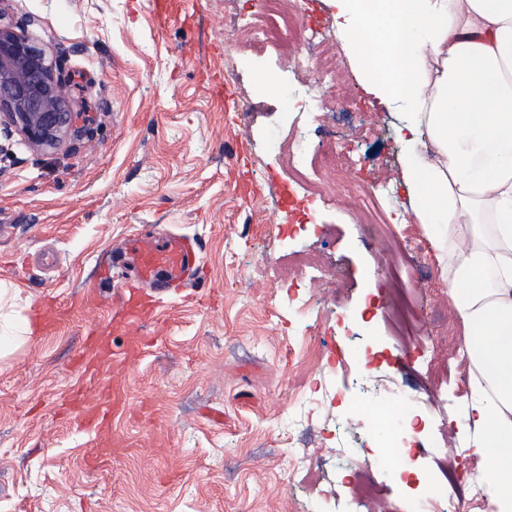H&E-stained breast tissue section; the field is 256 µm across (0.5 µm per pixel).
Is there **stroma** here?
Here are the masks:
<instances>
[{
  "instance_id": "stroma-1",
  "label": "stroma",
  "mask_w": 512,
  "mask_h": 512,
  "mask_svg": "<svg viewBox=\"0 0 512 512\" xmlns=\"http://www.w3.org/2000/svg\"><path fill=\"white\" fill-rule=\"evenodd\" d=\"M74 85L90 134L39 151L13 136L0 152V283L20 289L15 310L37 328L0 356V512H336L312 504L322 464L337 466L347 512H439L443 476L432 449L471 448L448 405L470 392L445 361L463 343L436 252L400 185V115L353 82L351 99L320 122L341 140L361 123L364 142L350 193L305 197L270 152L304 114L286 111L263 73L303 89L281 42L236 49L233 13L260 0H13ZM381 196L392 229L421 249L398 273L424 290L439 362L418 334L397 331L388 308L380 239L356 224L355 195ZM201 240L206 268L195 290L168 297L153 320L125 329L89 292L98 256L131 231ZM377 273L369 285L368 273ZM312 295L301 315L291 297ZM102 346L120 360L112 379L125 405L109 426H80V357ZM324 384L302 434L288 423ZM415 416L396 429L398 405ZM350 457H337L334 431ZM110 439L112 455L92 453ZM306 455L309 476L289 453ZM380 494L352 499L362 479Z\"/></svg>"
}]
</instances>
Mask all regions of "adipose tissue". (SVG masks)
<instances>
[{
	"label": "adipose tissue",
	"instance_id": "obj_1",
	"mask_svg": "<svg viewBox=\"0 0 512 512\" xmlns=\"http://www.w3.org/2000/svg\"><path fill=\"white\" fill-rule=\"evenodd\" d=\"M365 91L397 106L410 211L471 365L463 417L512 512V0H328Z\"/></svg>",
	"mask_w": 512,
	"mask_h": 512
}]
</instances>
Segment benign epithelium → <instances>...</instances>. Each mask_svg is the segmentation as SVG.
Returning a JSON list of instances; mask_svg holds the SVG:
<instances>
[{
    "label": "benign epithelium",
    "instance_id": "1",
    "mask_svg": "<svg viewBox=\"0 0 512 512\" xmlns=\"http://www.w3.org/2000/svg\"><path fill=\"white\" fill-rule=\"evenodd\" d=\"M10 0H0V131L18 134L35 149L54 148L87 131L72 110L69 77L15 20Z\"/></svg>",
    "mask_w": 512,
    "mask_h": 512
}]
</instances>
